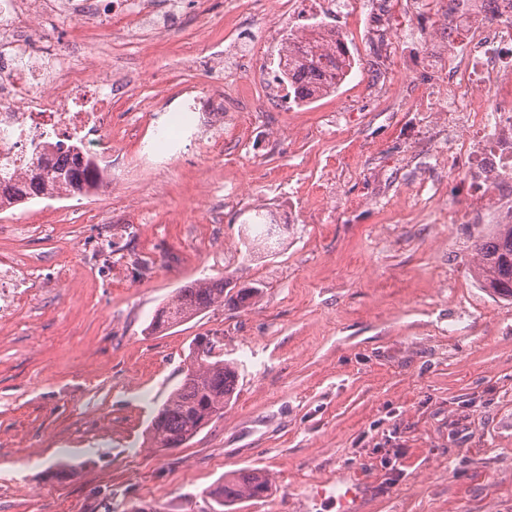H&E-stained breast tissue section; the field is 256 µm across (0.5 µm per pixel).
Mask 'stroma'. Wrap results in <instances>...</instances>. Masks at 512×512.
Masks as SVG:
<instances>
[{
    "mask_svg": "<svg viewBox=\"0 0 512 512\" xmlns=\"http://www.w3.org/2000/svg\"><path fill=\"white\" fill-rule=\"evenodd\" d=\"M208 8L217 28L148 44L92 19L48 24L126 62L149 53L169 84L136 87L145 112L214 80L189 54L228 30L235 63L278 16L276 0ZM400 8L424 39L389 46L333 17L351 76L300 105L225 113L223 156L195 144L150 172L118 137L108 191L0 214V256L40 269L0 318V512H210L207 490L252 468L271 490L236 512H336L311 494L344 477L366 487L359 512H512V300L478 281L473 242L492 225L448 221L469 195L447 131L424 134L448 78L426 38L447 12ZM259 207L288 230L280 251L250 256L240 225ZM205 277L259 293L148 332ZM200 336L235 362L236 398L183 447H155L147 428Z\"/></svg>",
    "mask_w": 512,
    "mask_h": 512,
    "instance_id": "stroma-1",
    "label": "stroma"
}]
</instances>
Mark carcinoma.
<instances>
[{"label":"carcinoma","instance_id":"carcinoma-1","mask_svg":"<svg viewBox=\"0 0 512 512\" xmlns=\"http://www.w3.org/2000/svg\"><path fill=\"white\" fill-rule=\"evenodd\" d=\"M305 54L302 47L288 43V59L280 63L283 82L294 101L305 102L318 95L336 91L350 76L354 60L346 40L336 44V80L323 77L316 65L307 68L295 64V58ZM58 181L69 196H87L100 189L98 170L80 143L68 147L67 158L46 173H36L13 192L19 204L44 195V182ZM279 224L266 212L254 213L245 226L243 246L253 253L254 246L275 248L271 239L278 235ZM478 259V275L484 287L493 293L512 298V224H498L495 230L474 243ZM224 278L190 282L159 308L148 325L152 332L167 330L186 322L215 306L224 304ZM209 348L200 354L190 348L189 365L180 385L175 388L153 418L148 430L149 440L160 448H179L200 433L215 417L224 415V406L233 398L237 371L234 363L216 353V342L208 340ZM270 490L268 477L258 470H239L208 492L213 502L212 512H224L243 500H259Z\"/></svg>","mask_w":512,"mask_h":512}]
</instances>
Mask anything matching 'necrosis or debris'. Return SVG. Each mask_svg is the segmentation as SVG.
I'll use <instances>...</instances> for the list:
<instances>
[{"mask_svg":"<svg viewBox=\"0 0 512 512\" xmlns=\"http://www.w3.org/2000/svg\"><path fill=\"white\" fill-rule=\"evenodd\" d=\"M191 1L193 23L209 25L207 0H123L120 18L145 39L169 36L170 16L183 14ZM297 4L302 23L267 28L281 59L289 39H336L335 32L313 23L317 0H280L281 17ZM99 12L98 0H0V182H16L39 162L63 161L74 140L93 156L111 154L113 98L145 76L155 86L166 85L164 71L146 75L137 65L115 71L111 57L61 39L42 24L48 16L82 20ZM439 35L448 73L442 105L448 154L477 200L474 209L449 210L448 221L511 224L512 0H450ZM74 55L85 56L82 68L71 67ZM182 96L181 108L190 116L183 131L206 128L211 148L223 151L224 115L242 109L237 84L225 81L218 93L190 85Z\"/></svg>","mask_w":512,"mask_h":512,"instance_id":"necrosis-or-debris-1","label":"necrosis or debris"}]
</instances>
